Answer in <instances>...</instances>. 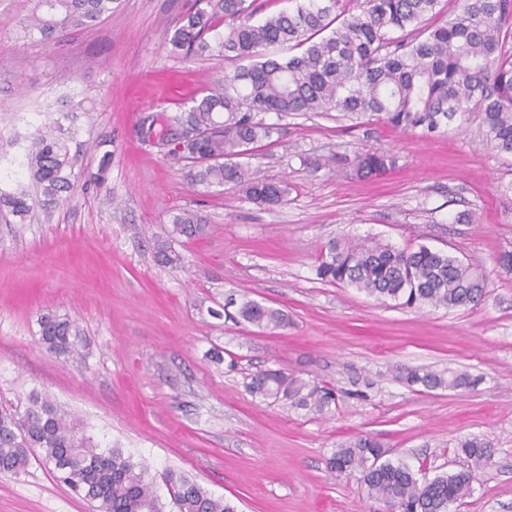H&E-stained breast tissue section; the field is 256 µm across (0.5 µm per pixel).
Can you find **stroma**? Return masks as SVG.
<instances>
[{
  "mask_svg": "<svg viewBox=\"0 0 512 512\" xmlns=\"http://www.w3.org/2000/svg\"><path fill=\"white\" fill-rule=\"evenodd\" d=\"M191 3L117 0L95 26L45 42L22 33L34 0H0V163L13 170L0 189L31 184L16 169L21 139L66 101L87 106L69 144L71 190L25 223L0 216V403L38 393L79 418L99 448L145 460L155 476L181 472L239 512H381L357 476L329 466L357 435L420 479L473 470L455 512H512V273L499 265L512 252V157L487 144L474 113L431 135L369 114H270L279 138L248 161L289 182L287 203L190 185L182 164L142 147L134 128L141 112L176 111L234 68L170 52L165 33ZM106 151L111 206L81 179ZM372 152L394 166L358 176L357 156ZM184 209L205 214L209 231L175 242L183 267L161 265L154 238ZM365 235L468 261L486 273L488 295L476 306L407 308L318 280L322 246ZM244 297L287 313V327L236 319ZM50 311L75 321L78 356L41 344ZM400 366L478 383L421 390L396 380ZM266 368L331 388L335 401L319 413L252 395L249 375ZM472 437L494 449L478 467L457 452ZM0 512L92 508L34 460L0 473Z\"/></svg>",
  "mask_w": 512,
  "mask_h": 512,
  "instance_id": "1",
  "label": "stroma"
}]
</instances>
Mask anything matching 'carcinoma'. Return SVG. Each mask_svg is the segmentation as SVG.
<instances>
[{
	"label": "carcinoma",
	"instance_id": "1",
	"mask_svg": "<svg viewBox=\"0 0 512 512\" xmlns=\"http://www.w3.org/2000/svg\"><path fill=\"white\" fill-rule=\"evenodd\" d=\"M117 0H35L24 30L44 41L91 27L112 12ZM256 0H196L195 8L166 34L184 56L209 57L216 51L239 65L224 80L189 99L175 112L140 114L135 134L140 144L153 135L161 142L189 140L183 153L163 152L189 164L193 184L241 190L255 202L276 206L288 201V182L254 175L241 159L279 132L266 114L371 113L403 132L433 134L441 126L480 116L486 140L512 156V0H460L443 24L429 28L424 16L439 0H361L350 12L341 0H297L296 7L257 18ZM400 31L396 42L388 34ZM278 47L284 57L265 50ZM111 157L104 154L98 172L86 184L105 185ZM76 156L59 119L39 130L19 161L36 187L0 191V212L24 221L36 206L50 208L72 186ZM395 164L385 153L357 157L356 172L378 176ZM207 219L183 210L172 228H162L155 254L177 267L183 256L173 243L206 235ZM316 275L346 284L378 299L409 307L456 308L474 305L487 294L486 275L469 262L425 245L397 248L375 236L338 238L320 251ZM238 315L263 328L288 326L281 310L244 298ZM77 330L69 318L48 312L40 318V342L60 357L78 353ZM395 378L426 390L458 389L470 384L464 373L403 368ZM247 388L275 401L288 400L317 412L334 402L332 390L312 385L280 369L253 374ZM461 452L476 464L491 459V443L468 439ZM63 468L61 478L93 512H167L150 477L149 465L120 448L101 450L84 424L67 418L51 402L32 393L23 408L0 409V473H19L34 454ZM388 450L369 436H356L333 454L330 467L340 475H360L367 495L400 502L403 512H448L472 489L470 470L442 473L419 481L402 464L384 459ZM166 485L176 512H237L236 507L186 476L168 470Z\"/></svg>",
	"mask_w": 512,
	"mask_h": 512
}]
</instances>
